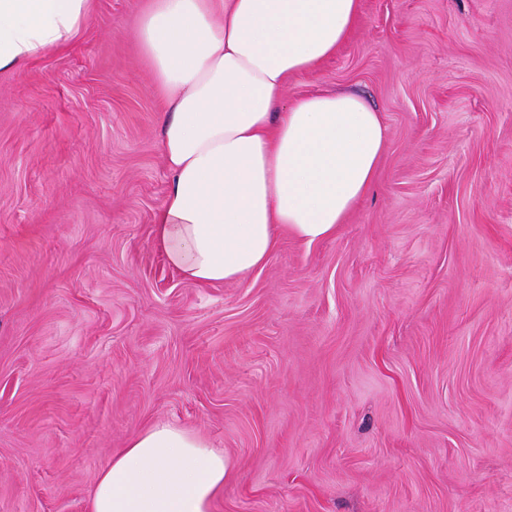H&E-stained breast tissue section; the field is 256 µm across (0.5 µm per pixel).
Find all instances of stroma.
Returning <instances> with one entry per match:
<instances>
[{
  "label": "stroma",
  "instance_id": "obj_1",
  "mask_svg": "<svg viewBox=\"0 0 512 512\" xmlns=\"http://www.w3.org/2000/svg\"><path fill=\"white\" fill-rule=\"evenodd\" d=\"M146 4L0 75V512H87L156 423L223 452L214 512H512V0H360L287 94L382 113L372 189L216 285L154 237Z\"/></svg>",
  "mask_w": 512,
  "mask_h": 512
}]
</instances>
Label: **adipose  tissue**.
Masks as SVG:
<instances>
[{
    "instance_id": "obj_1",
    "label": "adipose tissue",
    "mask_w": 512,
    "mask_h": 512,
    "mask_svg": "<svg viewBox=\"0 0 512 512\" xmlns=\"http://www.w3.org/2000/svg\"><path fill=\"white\" fill-rule=\"evenodd\" d=\"M92 0H0V74L66 47ZM360 0H150L142 56L161 100L170 181L153 216L167 263L198 284L242 280L280 235L333 236L371 188L381 113L351 93L285 101L335 54ZM224 455L169 423L131 439L98 475L88 512H212Z\"/></svg>"
}]
</instances>
